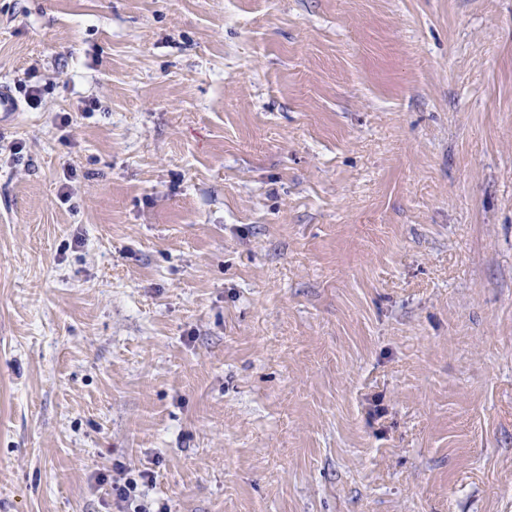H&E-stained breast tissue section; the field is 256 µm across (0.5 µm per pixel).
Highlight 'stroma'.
Wrapping results in <instances>:
<instances>
[{
  "label": "stroma",
  "instance_id": "1",
  "mask_svg": "<svg viewBox=\"0 0 512 512\" xmlns=\"http://www.w3.org/2000/svg\"><path fill=\"white\" fill-rule=\"evenodd\" d=\"M0 86V512H512V0H0Z\"/></svg>",
  "mask_w": 512,
  "mask_h": 512
}]
</instances>
